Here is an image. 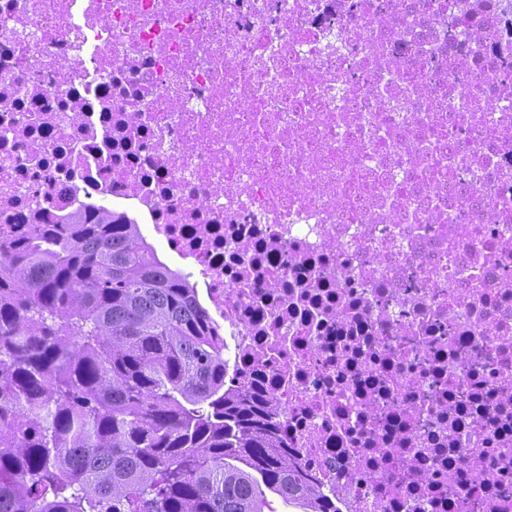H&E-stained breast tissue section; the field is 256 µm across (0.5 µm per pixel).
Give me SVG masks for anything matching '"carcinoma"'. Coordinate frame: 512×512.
<instances>
[{
  "mask_svg": "<svg viewBox=\"0 0 512 512\" xmlns=\"http://www.w3.org/2000/svg\"><path fill=\"white\" fill-rule=\"evenodd\" d=\"M278 406L224 387V336L104 208L0 227V512H326Z\"/></svg>",
  "mask_w": 512,
  "mask_h": 512,
  "instance_id": "1",
  "label": "carcinoma"
}]
</instances>
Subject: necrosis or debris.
<instances>
[{
    "label": "necrosis or debris",
    "instance_id": "necrosis-or-debris-1",
    "mask_svg": "<svg viewBox=\"0 0 512 512\" xmlns=\"http://www.w3.org/2000/svg\"><path fill=\"white\" fill-rule=\"evenodd\" d=\"M86 205L330 512H512V0H0V227Z\"/></svg>",
    "mask_w": 512,
    "mask_h": 512
}]
</instances>
